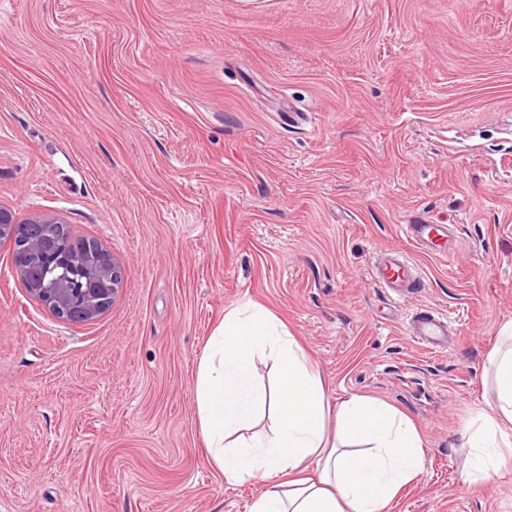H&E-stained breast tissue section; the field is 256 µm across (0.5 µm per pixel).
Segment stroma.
Here are the masks:
<instances>
[{"instance_id": "obj_1", "label": "stroma", "mask_w": 512, "mask_h": 512, "mask_svg": "<svg viewBox=\"0 0 512 512\" xmlns=\"http://www.w3.org/2000/svg\"><path fill=\"white\" fill-rule=\"evenodd\" d=\"M59 216L125 270L58 319L0 241V512H248L200 437L195 379L227 310L276 314L328 402L426 436L386 512H512L472 484L467 423L512 319V0H0V208ZM449 225L453 258L401 227ZM401 251L424 286L371 269ZM455 345L424 349L418 308ZM372 277L396 295L415 293L423 282L414 265L398 252L388 251L376 259Z\"/></svg>"}]
</instances>
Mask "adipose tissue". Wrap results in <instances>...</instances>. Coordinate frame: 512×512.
<instances>
[{"mask_svg":"<svg viewBox=\"0 0 512 512\" xmlns=\"http://www.w3.org/2000/svg\"><path fill=\"white\" fill-rule=\"evenodd\" d=\"M260 353L272 361L275 391L256 380ZM489 363L494 409L466 443L474 483L512 460V321ZM196 404L203 442L225 479L265 482L251 512H384L423 466L421 432L378 399L340 400L329 434L324 385L309 357L277 316L253 304L228 311L213 332L198 364ZM263 410L268 430L245 436Z\"/></svg>","mask_w":512,"mask_h":512,"instance_id":"1","label":"adipose tissue"}]
</instances>
